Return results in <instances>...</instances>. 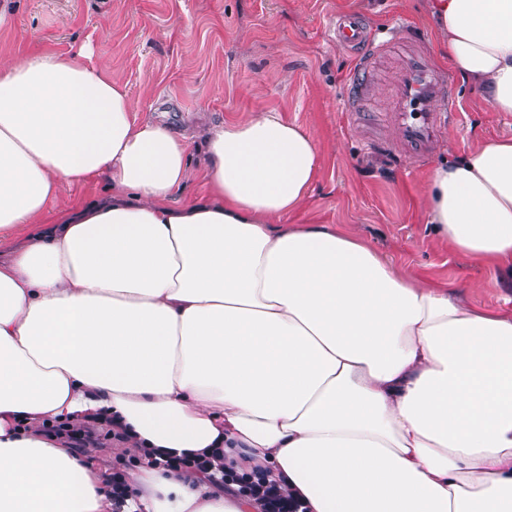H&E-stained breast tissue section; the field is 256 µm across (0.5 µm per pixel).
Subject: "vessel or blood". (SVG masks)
Instances as JSON below:
<instances>
[{"instance_id":"1","label":"vessel or blood","mask_w":512,"mask_h":512,"mask_svg":"<svg viewBox=\"0 0 512 512\" xmlns=\"http://www.w3.org/2000/svg\"><path fill=\"white\" fill-rule=\"evenodd\" d=\"M338 48L355 60L353 79L345 96L349 111H358L375 85V63L390 50L398 52L392 117L401 140L400 149L410 155L427 153L435 138L444 136L454 117L453 76L438 70L427 44L415 34L401 40H382L357 18L339 16L330 24Z\"/></svg>"}]
</instances>
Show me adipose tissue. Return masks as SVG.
<instances>
[{
  "instance_id": "obj_1",
  "label": "adipose tissue",
  "mask_w": 512,
  "mask_h": 512,
  "mask_svg": "<svg viewBox=\"0 0 512 512\" xmlns=\"http://www.w3.org/2000/svg\"><path fill=\"white\" fill-rule=\"evenodd\" d=\"M444 57L512 114V0H428ZM185 136L139 119L91 48L0 58V512H113L103 424L139 461L124 512H512V315L404 276L358 234L291 224L321 167L273 111ZM200 172L206 194L176 206ZM105 194L42 228L62 185ZM432 233L512 269V139L431 172ZM205 456L211 473L162 465ZM52 430H54L55 433L64 431L68 440H70L75 448H87L89 446L96 447L99 444L100 448H106L110 451L112 448L116 447V439L108 436V430H102L100 432V443V435H98V432L95 431L94 427L73 428L71 430H67L60 425L57 427L54 426ZM232 482H238L239 491L247 493L264 502L265 512H297V505L276 486L267 484L262 478L252 480L251 476L242 474L231 477Z\"/></svg>"
}]
</instances>
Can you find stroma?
<instances>
[{"instance_id":"stroma-1","label":"stroma","mask_w":512,"mask_h":512,"mask_svg":"<svg viewBox=\"0 0 512 512\" xmlns=\"http://www.w3.org/2000/svg\"><path fill=\"white\" fill-rule=\"evenodd\" d=\"M0 58L33 49L74 53L86 43L126 83L140 117L174 132L278 112L306 129L323 166L292 224H334L362 234L406 275L434 288L481 284L474 304L512 313V271L471 258L438 240L426 223L424 194L440 156L462 158L512 138V114L454 81L462 123L450 124L421 162L396 156L400 138L381 112L394 81L391 57L378 64L371 111L343 105L352 61L328 25L358 15L378 30L423 35L435 64L449 69L424 0H9Z\"/></svg>"}]
</instances>
